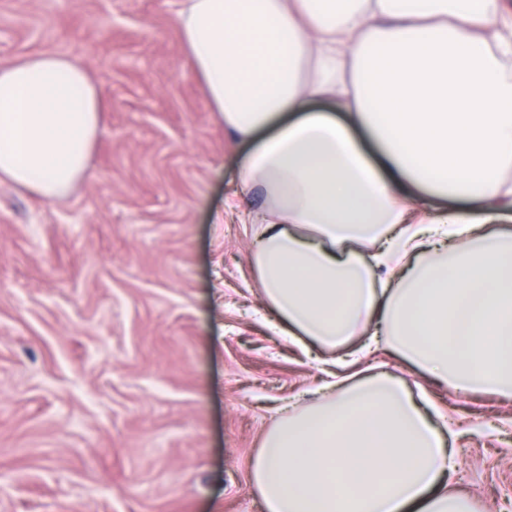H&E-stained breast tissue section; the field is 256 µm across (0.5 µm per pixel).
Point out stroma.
<instances>
[{"instance_id": "stroma-1", "label": "stroma", "mask_w": 512, "mask_h": 512, "mask_svg": "<svg viewBox=\"0 0 512 512\" xmlns=\"http://www.w3.org/2000/svg\"><path fill=\"white\" fill-rule=\"evenodd\" d=\"M183 0H0V63L60 53L104 112L85 176L49 203L0 183V512H264L263 434L324 376L273 328L252 265L272 203L189 67ZM448 416L449 482L512 512V398L394 353Z\"/></svg>"}]
</instances>
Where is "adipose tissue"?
Returning a JSON list of instances; mask_svg holds the SVG:
<instances>
[{"label":"adipose tissue","mask_w":512,"mask_h":512,"mask_svg":"<svg viewBox=\"0 0 512 512\" xmlns=\"http://www.w3.org/2000/svg\"><path fill=\"white\" fill-rule=\"evenodd\" d=\"M187 58L273 206L253 268L279 335L384 346L455 390L512 397V23L502 0H184ZM85 68L0 65V182L53 200L85 173ZM454 208L429 212L431 200ZM252 468L266 512H474L443 415L347 360Z\"/></svg>","instance_id":"ef3b65f1"}]
</instances>
